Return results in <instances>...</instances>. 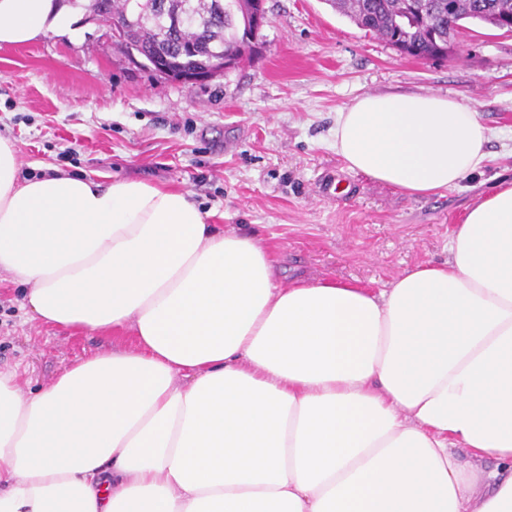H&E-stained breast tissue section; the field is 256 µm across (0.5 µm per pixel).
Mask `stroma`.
I'll use <instances>...</instances> for the list:
<instances>
[{"mask_svg": "<svg viewBox=\"0 0 512 512\" xmlns=\"http://www.w3.org/2000/svg\"><path fill=\"white\" fill-rule=\"evenodd\" d=\"M265 7L262 49L201 85L133 65L85 20L76 40L49 33L0 47V136L19 147L22 176L51 164L104 183L132 177L186 190L214 223L262 239L284 284L322 275L378 291L405 270L447 261L454 224L512 179V33L472 24L448 58L416 60L325 0ZM385 93L470 107L488 130L487 165L423 197L349 171L331 146L336 116L361 95ZM133 339L30 320L20 287L0 273V366L26 368L29 387Z\"/></svg>", "mask_w": 512, "mask_h": 512, "instance_id": "stroma-1", "label": "stroma"}]
</instances>
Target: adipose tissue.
I'll return each instance as SVG.
<instances>
[{"label":"adipose tissue","instance_id":"obj_1","mask_svg":"<svg viewBox=\"0 0 512 512\" xmlns=\"http://www.w3.org/2000/svg\"><path fill=\"white\" fill-rule=\"evenodd\" d=\"M78 38L57 0H0V46ZM461 102L357 98L333 146L414 196L484 167ZM189 192L54 172L0 137V272L31 318L130 330L24 392L0 368V512H512V181L448 260L375 292L281 285L270 248ZM484 460L493 469L481 468Z\"/></svg>","mask_w":512,"mask_h":512}]
</instances>
